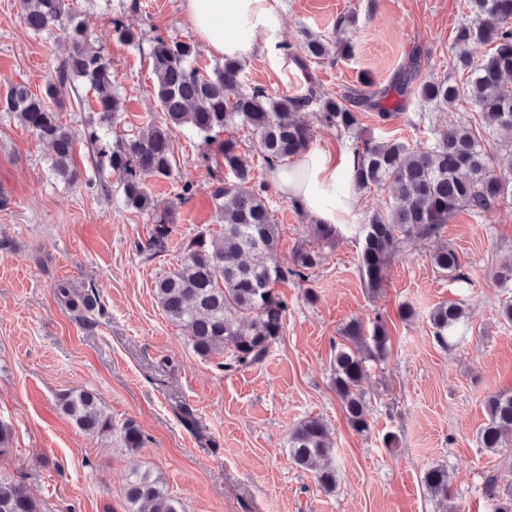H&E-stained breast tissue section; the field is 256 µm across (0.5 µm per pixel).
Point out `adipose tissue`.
Listing matches in <instances>:
<instances>
[{
  "label": "adipose tissue",
  "mask_w": 512,
  "mask_h": 512,
  "mask_svg": "<svg viewBox=\"0 0 512 512\" xmlns=\"http://www.w3.org/2000/svg\"><path fill=\"white\" fill-rule=\"evenodd\" d=\"M278 6L279 0H183L194 36L222 59L275 47ZM353 164L351 151L315 148L268 170L267 180L314 223L338 224L353 203L354 192L345 180Z\"/></svg>",
  "instance_id": "1"
}]
</instances>
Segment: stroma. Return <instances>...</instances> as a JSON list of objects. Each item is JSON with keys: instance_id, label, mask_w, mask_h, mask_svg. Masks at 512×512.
<instances>
[{"instance_id": "obj_1", "label": "stroma", "mask_w": 512, "mask_h": 512, "mask_svg": "<svg viewBox=\"0 0 512 512\" xmlns=\"http://www.w3.org/2000/svg\"><path fill=\"white\" fill-rule=\"evenodd\" d=\"M76 0L94 47L112 61L122 95L121 129L136 133L165 116L152 92L146 53L112 36L111 19L151 38H191L182 0ZM280 42L328 34L337 16L355 13L353 55L319 67L322 89L344 94L361 77L390 83L403 64L422 75L461 81L450 62L454 31L468 19L465 0H281ZM61 52L55 37L33 36L21 23L18 0H0V94L15 82L39 92ZM243 80L271 95L291 94L307 82L280 50L245 53ZM470 103L421 109L411 98L400 114L379 122L362 115L378 139L429 145L436 131L475 120ZM177 162L170 179L149 180L158 202L177 203V222L165 252L138 251L152 225L125 209L119 192L95 187L98 172L85 144L74 156L79 177L68 183L50 170V148L16 118L0 112V423L10 431V453L0 474L22 476L46 512H127L124 485L135 469L161 473L185 512H445L427 494L425 469L442 465L459 512H489L487 472H505L512 454L482 448L483 400L512 391V325L499 307L512 287L493 277L512 264V202L485 218L457 212L440 242L458 252L472 285L461 290L431 255L438 242L409 239L394 258L384 288L370 292L358 269L361 242L345 232L325 248L308 285L279 291L288 303L285 332L259 363L227 370L197 355L185 333L158 308L156 280L173 270L198 232L219 233L203 145L184 134L173 140ZM194 186L186 203L184 183ZM279 226V251L290 257L310 238V218L276 191L267 195ZM64 283L70 297L59 296ZM313 290L314 302L305 299ZM94 291L93 311L78 299ZM463 303L465 338L451 348L435 340L432 310ZM414 315L403 319L402 305ZM352 319L383 320L389 332L384 359L369 362L362 388L371 407L368 435L347 424L332 384L333 345ZM98 394L114 433L90 435L66 417L59 402L69 392ZM324 420L337 470L334 491L296 466L288 437L303 419ZM134 421L141 448H123L118 427Z\"/></svg>"}]
</instances>
